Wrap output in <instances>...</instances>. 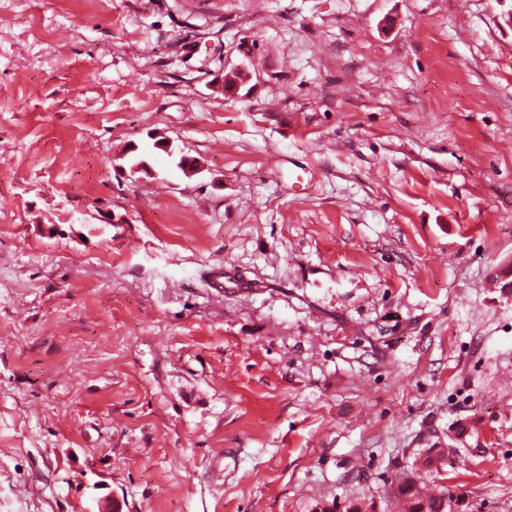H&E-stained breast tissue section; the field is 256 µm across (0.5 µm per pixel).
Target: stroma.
Listing matches in <instances>:
<instances>
[{
	"instance_id": "1",
	"label": "stroma",
	"mask_w": 512,
	"mask_h": 512,
	"mask_svg": "<svg viewBox=\"0 0 512 512\" xmlns=\"http://www.w3.org/2000/svg\"><path fill=\"white\" fill-rule=\"evenodd\" d=\"M511 14L0 0V512H512ZM420 475L411 472L396 487L399 498L405 501L408 512H448V491L441 489L438 495L424 498L418 490Z\"/></svg>"
}]
</instances>
